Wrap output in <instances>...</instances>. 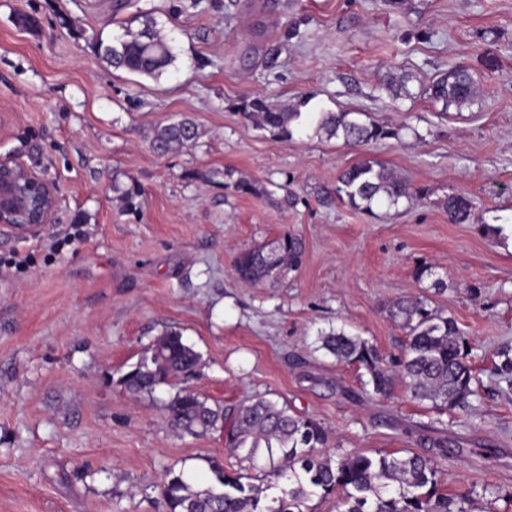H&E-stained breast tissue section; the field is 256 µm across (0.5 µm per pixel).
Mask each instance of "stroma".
Instances as JSON below:
<instances>
[{"mask_svg":"<svg viewBox=\"0 0 512 512\" xmlns=\"http://www.w3.org/2000/svg\"><path fill=\"white\" fill-rule=\"evenodd\" d=\"M37 27L17 24L18 14ZM151 14L175 41L156 80L109 67L101 45L120 21ZM464 64L479 100L440 114L425 98L391 104V67L429 80ZM305 96L396 130L363 149L312 128L276 138L247 127L246 98ZM186 116L202 135L163 156L151 131ZM0 155L36 166L59 192L55 222L22 237L0 225V512H163L170 467L209 483V461L247 462L224 434H180L166 405L177 385L136 398L120 384L157 336L180 332L201 356L186 388L209 404L264 396L320 422L336 452L433 456L443 491L486 482L474 512H512V394L492 390V351L512 347V0H0ZM363 158L426 198L364 211L321 204ZM246 179L255 193L238 192ZM137 183L136 210L114 185ZM460 192L470 220L443 207ZM87 236L49 253L74 215ZM302 237L287 282L252 284L237 257L283 230ZM431 265L445 282L415 278ZM418 296L468 331L483 385L471 416L368 394L369 376L322 349L343 331L385 358L406 332L391 315ZM448 441L447 455L432 443ZM443 206L448 214V221L452 224H462L469 220L472 212V202L463 193L453 192L448 194L443 201Z\"/></svg>","mask_w":512,"mask_h":512,"instance_id":"stroma-1","label":"stroma"}]
</instances>
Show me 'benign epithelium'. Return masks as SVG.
I'll list each match as a JSON object with an SVG mask.
<instances>
[{
  "label": "benign epithelium",
  "mask_w": 512,
  "mask_h": 512,
  "mask_svg": "<svg viewBox=\"0 0 512 512\" xmlns=\"http://www.w3.org/2000/svg\"><path fill=\"white\" fill-rule=\"evenodd\" d=\"M57 187L35 168L0 157V224L19 234H36L53 223Z\"/></svg>",
  "instance_id": "7a95c632"
}]
</instances>
